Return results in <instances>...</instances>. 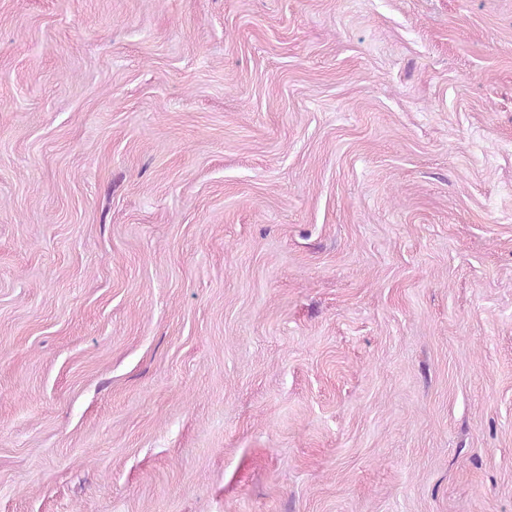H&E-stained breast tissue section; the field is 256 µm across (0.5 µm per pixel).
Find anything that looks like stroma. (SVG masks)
Masks as SVG:
<instances>
[{
  "label": "stroma",
  "mask_w": 512,
  "mask_h": 512,
  "mask_svg": "<svg viewBox=\"0 0 512 512\" xmlns=\"http://www.w3.org/2000/svg\"><path fill=\"white\" fill-rule=\"evenodd\" d=\"M0 512H512V0H0Z\"/></svg>",
  "instance_id": "obj_1"
}]
</instances>
